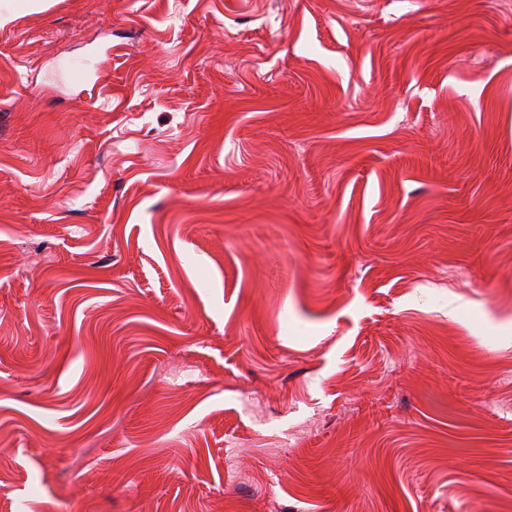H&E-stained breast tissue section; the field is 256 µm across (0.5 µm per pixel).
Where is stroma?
<instances>
[{"label":"stroma","mask_w":512,"mask_h":512,"mask_svg":"<svg viewBox=\"0 0 512 512\" xmlns=\"http://www.w3.org/2000/svg\"><path fill=\"white\" fill-rule=\"evenodd\" d=\"M0 428V512H512V0L0 26Z\"/></svg>","instance_id":"35a3bbf8"}]
</instances>
